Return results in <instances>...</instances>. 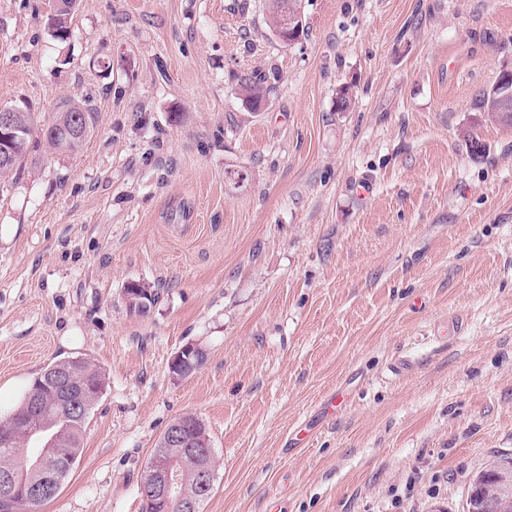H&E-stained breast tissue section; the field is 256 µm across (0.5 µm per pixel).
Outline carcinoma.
Returning <instances> with one entry per match:
<instances>
[{
	"label": "carcinoma",
	"mask_w": 512,
	"mask_h": 512,
	"mask_svg": "<svg viewBox=\"0 0 512 512\" xmlns=\"http://www.w3.org/2000/svg\"><path fill=\"white\" fill-rule=\"evenodd\" d=\"M71 14L58 12L48 22L54 36L64 40L69 35ZM240 92L245 102L254 110L261 107L266 88L264 80L252 75L244 79ZM512 103V72H504L495 85L479 99L477 108L505 122H512V114L501 115L498 107L503 101ZM83 119L84 131L80 136H70L64 133L73 115ZM20 119L28 127L27 138L14 144V158L11 167H0V179L21 171L23 162L29 152L32 138L42 137L45 144L58 153L75 154L81 150L86 140L95 129L96 113L92 109L75 103H68L62 110L55 112L47 119L38 118L36 112H22ZM56 371L67 374L75 383L102 388L105 385V375L101 368L87 358H68L53 363ZM59 407L51 397H46L42 411L32 413L27 403L11 416L0 419V437L13 436L14 443L10 448L0 447V474L12 473L25 485L53 486V491L42 499L24 507L20 503L9 502L0 497V512H29L52 501L59 492L63 482L73 471L83 452V437L87 420L74 419L66 424L58 420ZM24 424L30 429H48V432H60L58 440L49 448L28 434L18 430V424ZM206 462V458L193 453H186L178 461L181 489L186 498L200 503L211 494V490L203 488L197 480V471Z\"/></svg>",
	"instance_id": "cac0c4a2"
}]
</instances>
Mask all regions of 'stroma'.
<instances>
[{"label": "stroma", "instance_id": "1", "mask_svg": "<svg viewBox=\"0 0 512 512\" xmlns=\"http://www.w3.org/2000/svg\"><path fill=\"white\" fill-rule=\"evenodd\" d=\"M79 2L61 41L52 0H0V107L96 113L0 189V418L53 361L106 379L40 512H143L185 414L202 512H462L512 453V123L475 107L512 70V0H302L289 45L267 0ZM131 281L160 289L146 313ZM264 80L257 76H250L245 78L240 85V92L244 97L245 102L254 110L261 107L267 89L263 86Z\"/></svg>", "mask_w": 512, "mask_h": 512}]
</instances>
